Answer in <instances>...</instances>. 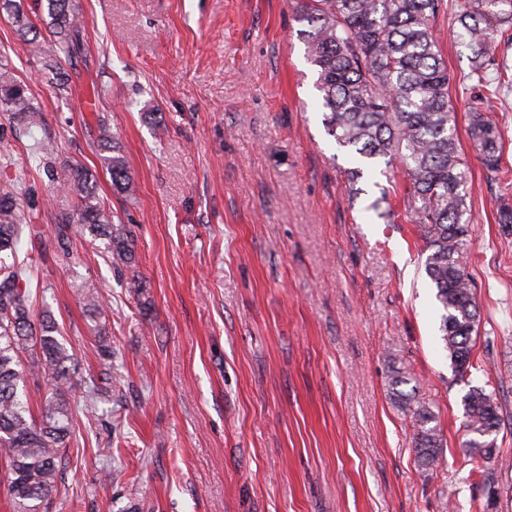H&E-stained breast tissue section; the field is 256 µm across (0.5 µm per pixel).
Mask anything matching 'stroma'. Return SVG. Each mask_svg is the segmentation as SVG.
<instances>
[{
    "mask_svg": "<svg viewBox=\"0 0 512 512\" xmlns=\"http://www.w3.org/2000/svg\"><path fill=\"white\" fill-rule=\"evenodd\" d=\"M76 2L85 48L65 93L0 12V63L44 114L20 138L0 112V180L19 178L38 232L34 309L74 355L72 405L90 384L105 390L94 417H74L52 512H512V227L497 221L512 201V91L491 115L509 170L498 179L468 134L475 81L453 33L463 0L433 31L469 171L473 351L487 369L466 378L441 339L404 175L373 169L349 186L354 162L322 123L294 0ZM102 121L131 193L103 170ZM35 140L52 170L32 159ZM69 161L95 172L135 265L79 237L57 255ZM385 188L391 222L373 208ZM473 386L503 408L492 460L464 450ZM421 406L443 435L427 467L413 442ZM490 467L491 495L470 477Z\"/></svg>",
    "mask_w": 512,
    "mask_h": 512,
    "instance_id": "obj_1",
    "label": "stroma"
}]
</instances>
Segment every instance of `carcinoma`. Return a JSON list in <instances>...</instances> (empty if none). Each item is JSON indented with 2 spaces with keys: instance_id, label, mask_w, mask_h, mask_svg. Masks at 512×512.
I'll use <instances>...</instances> for the list:
<instances>
[{
  "instance_id": "carcinoma-1",
  "label": "carcinoma",
  "mask_w": 512,
  "mask_h": 512,
  "mask_svg": "<svg viewBox=\"0 0 512 512\" xmlns=\"http://www.w3.org/2000/svg\"><path fill=\"white\" fill-rule=\"evenodd\" d=\"M43 21L51 33L49 65L59 68L84 48L85 23L73 0H40ZM0 9L25 36L32 22L19 0H0ZM447 0H297L298 36L316 68L324 124L336 143L358 163L348 171L354 184L364 169L399 166L405 176L403 204L415 224L426 254L424 270L436 288L443 314L442 341L456 372L464 375L483 363L474 359L472 334L480 315L474 285L466 273L468 170L455 133L449 99L448 66L432 23ZM459 35L472 74L479 84L471 111L469 135L486 169L499 172L501 145L487 87L512 85V69L490 57L497 36L512 40V0H464L457 14ZM0 111L26 130L44 122L24 82L0 70ZM97 147L112 186L130 190L131 177L110 128L99 123ZM59 190L72 209L55 224L58 247L69 252L74 233L101 240L118 265L135 260L134 239L97 193L96 176L78 162L67 165ZM19 186L0 184V471L4 472L13 512H50L65 448L73 435L72 408L66 392L72 386L73 357L48 316L33 318L35 268L23 254L27 229ZM49 392L40 417L26 399L27 383ZM470 451L487 459L497 451L503 419L500 407L481 386L464 396ZM415 451L420 463H433L443 446L433 414L420 408L414 422Z\"/></svg>"
}]
</instances>
